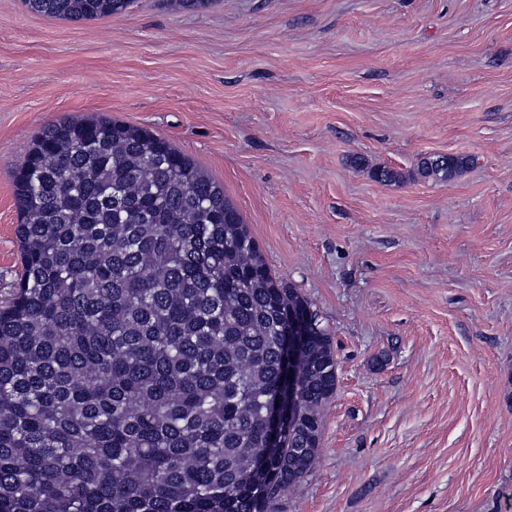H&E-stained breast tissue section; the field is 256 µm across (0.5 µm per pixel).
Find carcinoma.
<instances>
[{
	"instance_id": "carcinoma-1",
	"label": "carcinoma",
	"mask_w": 512,
	"mask_h": 512,
	"mask_svg": "<svg viewBox=\"0 0 512 512\" xmlns=\"http://www.w3.org/2000/svg\"><path fill=\"white\" fill-rule=\"evenodd\" d=\"M73 22L134 0H24ZM464 155L426 158L449 181ZM22 275L0 309V512H275L314 469L339 363L224 188L166 139L48 125L14 174ZM303 324L295 408L268 447ZM301 327L295 321L288 323L284 336H288L285 349L288 352V421L294 410V389L296 385L297 368L300 361Z\"/></svg>"
}]
</instances>
